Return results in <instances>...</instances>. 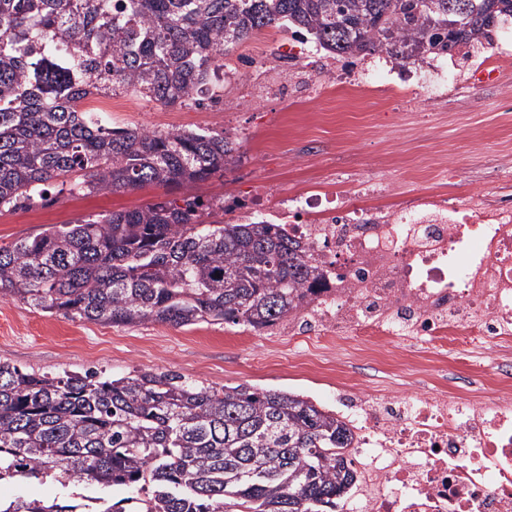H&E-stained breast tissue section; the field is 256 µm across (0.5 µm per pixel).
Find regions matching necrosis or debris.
Instances as JSON below:
<instances>
[{
	"mask_svg": "<svg viewBox=\"0 0 512 512\" xmlns=\"http://www.w3.org/2000/svg\"><path fill=\"white\" fill-rule=\"evenodd\" d=\"M286 229L323 272L280 329L415 352L490 346L512 376V202L422 196L409 208L302 192ZM357 484L343 512H512V386L448 400L424 391L339 394Z\"/></svg>",
	"mask_w": 512,
	"mask_h": 512,
	"instance_id": "obj_1",
	"label": "necrosis or debris"
}]
</instances>
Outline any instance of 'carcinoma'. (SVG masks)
<instances>
[{
  "label": "carcinoma",
  "mask_w": 512,
  "mask_h": 512,
  "mask_svg": "<svg viewBox=\"0 0 512 512\" xmlns=\"http://www.w3.org/2000/svg\"><path fill=\"white\" fill-rule=\"evenodd\" d=\"M504 17L512 0H0V211L53 190L224 175L237 148L223 134L107 126L83 104L216 98L224 55L267 27L341 57L407 61L487 39ZM224 214L187 196L52 225L0 247V298L113 325L271 329L302 309L319 269L282 225ZM350 444L335 411L296 394L0 362V480L135 491L90 509L17 497L0 512H336L355 479Z\"/></svg>",
  "instance_id": "obj_1"
}]
</instances>
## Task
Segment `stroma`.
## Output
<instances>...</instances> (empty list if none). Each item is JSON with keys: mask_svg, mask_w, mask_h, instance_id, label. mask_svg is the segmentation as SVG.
<instances>
[{"mask_svg": "<svg viewBox=\"0 0 512 512\" xmlns=\"http://www.w3.org/2000/svg\"><path fill=\"white\" fill-rule=\"evenodd\" d=\"M433 63L448 70V84L435 94L415 80L381 71L378 56H333L313 41L271 26L237 46L224 59L223 104L165 107L132 92L112 98L105 124L157 130L226 133L240 159L224 177L188 187L204 198L270 202L302 190L358 196L363 182L389 189L388 204L409 205L426 191L442 198L479 194L496 179V164L512 160V111L498 97L512 82V67L494 83L468 80L452 56ZM368 85L360 98L336 91L337 80ZM148 185L125 192L51 194L48 200L0 213V246L34 236L53 224L134 210L166 196ZM0 361L36 373L83 372L121 377L154 369L213 387L245 385L301 394L336 406V373H346L368 391L424 390L457 393L488 385L496 366L491 351L449 353L445 367L427 364L413 372L404 360L372 352L370 345L339 340L329 348L221 321L190 327L166 324L123 326L50 314L18 301L0 299ZM81 495L99 496L93 485ZM71 489L52 479L0 484V497L68 503Z\"/></svg>", "mask_w": 512, "mask_h": 512, "instance_id": "1", "label": "stroma"}]
</instances>
